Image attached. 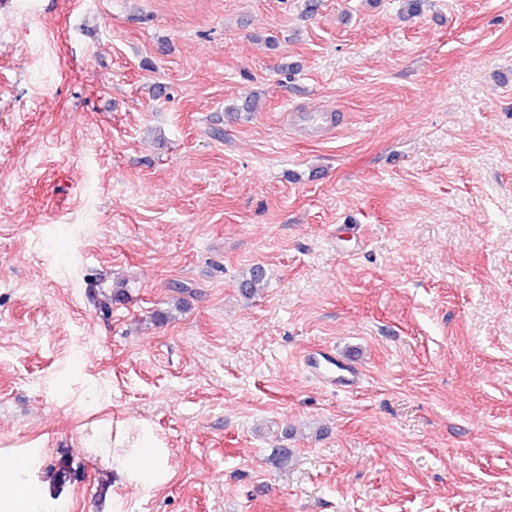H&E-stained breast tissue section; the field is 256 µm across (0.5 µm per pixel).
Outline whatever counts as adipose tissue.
Masks as SVG:
<instances>
[{
    "mask_svg": "<svg viewBox=\"0 0 512 512\" xmlns=\"http://www.w3.org/2000/svg\"><path fill=\"white\" fill-rule=\"evenodd\" d=\"M111 456L113 469L135 487L154 489L171 477L167 450L148 429H139L132 438L116 432Z\"/></svg>",
    "mask_w": 512,
    "mask_h": 512,
    "instance_id": "1",
    "label": "adipose tissue"
}]
</instances>
